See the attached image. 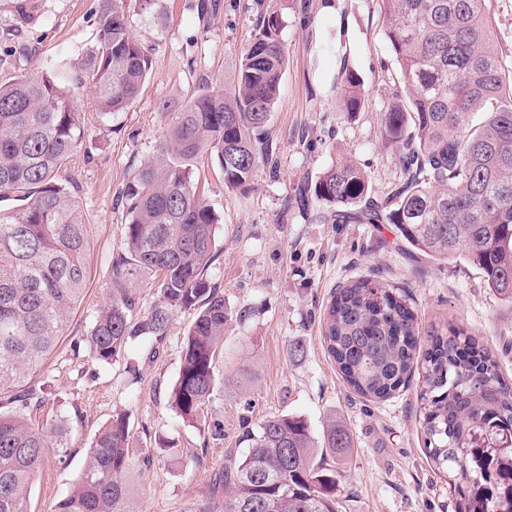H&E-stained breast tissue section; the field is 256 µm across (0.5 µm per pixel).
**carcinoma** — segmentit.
Segmentation results:
<instances>
[{"label": "carcinoma", "mask_w": 512, "mask_h": 512, "mask_svg": "<svg viewBox=\"0 0 512 512\" xmlns=\"http://www.w3.org/2000/svg\"><path fill=\"white\" fill-rule=\"evenodd\" d=\"M3 30L14 45L0 55V198L22 202L0 213V390L39 367L63 336L88 281L84 216L59 170L81 154L85 117L73 84L96 89L100 115L128 109L153 67L130 31L127 0H102L96 48L75 78L58 62L19 71L22 27L38 19L36 0H13ZM401 92L381 113L395 144L400 179L386 196L370 195L366 176L339 158L298 190V205H324L333 224H392L414 252L460 257L495 294L512 302V83L491 38L485 0H378ZM253 31L232 79L206 85L169 116L150 159L121 193L127 215L123 248L109 265L110 297L86 342L110 364L146 336L164 340L178 310L193 312L172 402L184 420L201 419L218 390L216 359L234 313L207 270L218 216L197 192L203 160L216 165L230 192L249 189L259 165L273 160L270 117L282 87L287 49L282 14L267 0L247 6ZM340 111L365 107L351 68L335 79ZM158 275L156 300L133 316L132 282ZM325 341L346 382L384 400L422 369L426 455L448 477L455 512H512V446L485 458L479 440L512 436V386L491 352L461 328L431 336L418 363L417 319L391 286L372 279L336 289L325 313ZM17 411H0V512H29L31 484L59 425L32 423L24 410L45 404L30 386ZM248 452L215 475L219 501L196 512H337L336 473L314 463L318 447L341 453L350 435L331 420L323 442L302 419L278 415L243 434ZM130 432L124 417L101 426L86 460L52 512H133L126 485Z\"/></svg>", "instance_id": "cac0c4a2"}]
</instances>
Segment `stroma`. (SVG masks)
<instances>
[{
	"label": "stroma",
	"mask_w": 512,
	"mask_h": 512,
	"mask_svg": "<svg viewBox=\"0 0 512 512\" xmlns=\"http://www.w3.org/2000/svg\"><path fill=\"white\" fill-rule=\"evenodd\" d=\"M40 18L23 30L26 71L48 58L70 72L94 49L101 0H38ZM285 21L288 61L270 121L277 164L260 167L251 190L230 193L216 168L195 178L217 213L216 250L208 270L233 311H247L224 333L216 368L224 383L200 422L171 404L184 336L192 314H173L161 345L130 343L101 364L83 341L108 303L111 257L123 244L126 213L119 196L152 155L167 127L161 103L188 100L209 82L231 77L252 24L229 0H152L132 12L130 30L152 51L153 69L136 102L99 118L92 85L76 91L87 117L89 163L60 171L74 190L87 224L90 268L86 290L67 331L27 384L45 389L32 419L61 420L62 451L50 452L30 492L31 512H50L78 477L101 425L123 415L133 450L127 474L135 512H192L207 504L216 472L247 452L239 438L264 419H304L322 438L329 418L348 430L344 457L317 455L335 471L339 512H454L448 479L425 450L421 380L412 376L379 401L351 389L329 356L322 318L337 286L372 277L401 287L417 317L418 347L433 331L463 327L491 350L512 384V303L500 299L463 259L438 261L413 253L391 224H329L320 209L299 210L298 184L313 180L339 156L365 171L372 196L390 190L400 172L380 114L399 89L377 0H276ZM495 48L512 75V0H486ZM364 82L363 111L344 117L333 90L341 64ZM304 351L291 355V343ZM223 436H216V429Z\"/></svg>",
	"instance_id": "stroma-1"
}]
</instances>
